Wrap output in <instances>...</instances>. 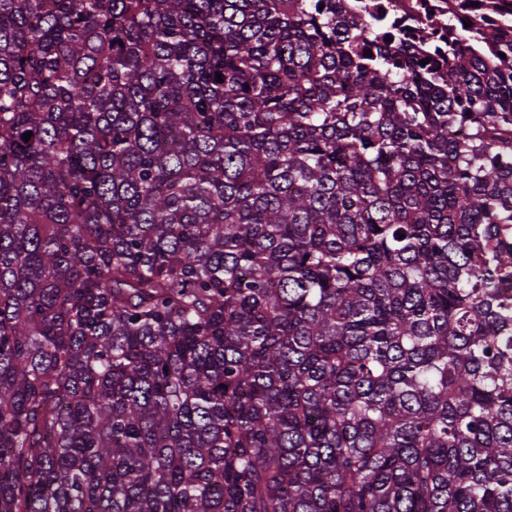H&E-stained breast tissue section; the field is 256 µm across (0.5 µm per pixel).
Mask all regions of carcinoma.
<instances>
[{
	"label": "carcinoma",
	"instance_id": "cac0c4a2",
	"mask_svg": "<svg viewBox=\"0 0 512 512\" xmlns=\"http://www.w3.org/2000/svg\"><path fill=\"white\" fill-rule=\"evenodd\" d=\"M481 34L428 68L339 0H0V512H512Z\"/></svg>",
	"mask_w": 512,
	"mask_h": 512
}]
</instances>
